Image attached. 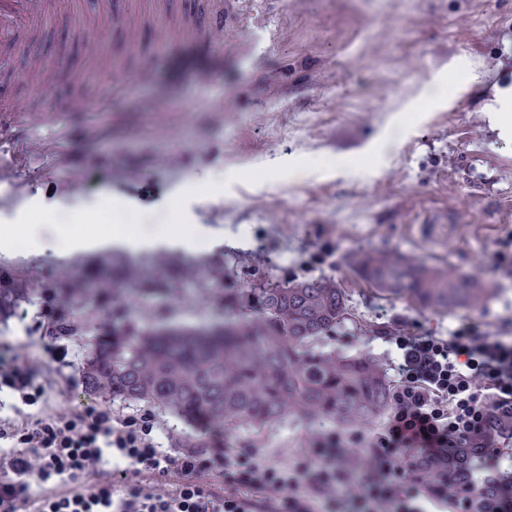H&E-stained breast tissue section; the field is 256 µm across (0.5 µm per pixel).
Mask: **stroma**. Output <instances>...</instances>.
<instances>
[{
  "label": "stroma",
  "mask_w": 512,
  "mask_h": 512,
  "mask_svg": "<svg viewBox=\"0 0 512 512\" xmlns=\"http://www.w3.org/2000/svg\"><path fill=\"white\" fill-rule=\"evenodd\" d=\"M81 2L101 13L103 31L55 10L0 61V82L27 74L42 90L19 85L17 97L64 119L16 127L18 146L37 135L71 158L66 168L41 164V188L17 209L0 208V223L22 211L42 224L53 207L79 234L87 216L119 201L145 230L199 224L205 238L194 252L14 249L0 251V265L39 288L99 277L122 291L140 323L220 320L229 289L329 279L346 291L348 311L324 346L370 356L389 379L396 323L437 336L468 325L512 337V119L498 104L512 95V0H245L220 41L194 22L223 0H178V18L192 31L184 42L157 37L162 18L143 15L132 35L113 25L111 0ZM146 58L154 62L148 81L113 96L111 72L136 70ZM74 70L82 80L71 79ZM215 97L229 108L224 117L202 109ZM81 98L93 109L71 111ZM146 101L160 113L144 111ZM311 157L320 171L289 176L288 163ZM92 172L101 189L71 198L69 182ZM191 177L201 191L178 195ZM358 251L473 274L493 293L477 310L422 311L359 279L349 265ZM89 316L39 291L0 321V348L47 388L32 406L0 388V422L82 404L110 406L121 418L144 412L82 386L88 334L55 325ZM337 428L291 416L262 431L237 428L224 442L289 467Z\"/></svg>",
  "instance_id": "35a3bbf8"
}]
</instances>
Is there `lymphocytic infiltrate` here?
<instances>
[{"mask_svg":"<svg viewBox=\"0 0 512 512\" xmlns=\"http://www.w3.org/2000/svg\"><path fill=\"white\" fill-rule=\"evenodd\" d=\"M393 341L390 411L372 442L377 463L355 497L343 494L358 468L338 433L322 434L309 458L279 467L256 449L173 455L159 448L149 414L118 420L88 405L0 424L15 476L0 483V512H16L32 475L45 489L36 512H512L511 475L474 479L478 462L512 455V340L469 326L430 336L400 323ZM0 386L29 406L47 393L16 356L0 363ZM214 470L238 492L220 495L201 482ZM411 473L427 479L407 486Z\"/></svg>","mask_w":512,"mask_h":512,"instance_id":"lymphocytic-infiltrate-1","label":"lymphocytic infiltrate"}]
</instances>
